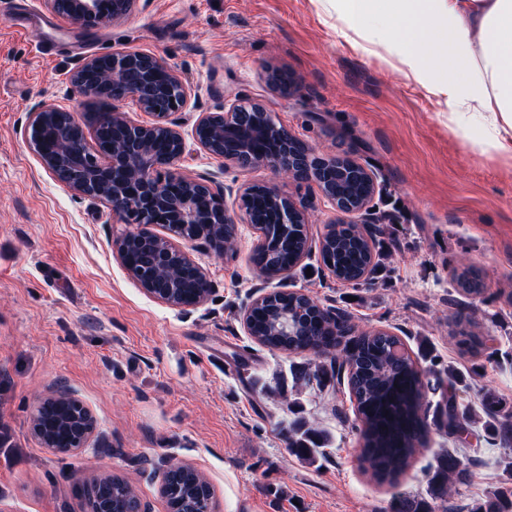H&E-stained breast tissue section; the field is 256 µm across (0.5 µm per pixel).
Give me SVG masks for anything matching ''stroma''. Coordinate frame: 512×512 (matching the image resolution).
I'll list each match as a JSON object with an SVG mask.
<instances>
[{
	"instance_id": "35a3bbf8",
	"label": "stroma",
	"mask_w": 512,
	"mask_h": 512,
	"mask_svg": "<svg viewBox=\"0 0 512 512\" xmlns=\"http://www.w3.org/2000/svg\"><path fill=\"white\" fill-rule=\"evenodd\" d=\"M56 28L58 51H36L35 33L0 10V512H80L81 489L112 473L137 488L149 512H167L152 463L176 457L204 474L214 512H391L401 497H426V472L448 447L438 385L460 378L458 397L475 424L458 455L471 477L453 497L472 512L494 491H512L505 451L480 396L512 409V158L456 133L448 110L380 56L358 49L324 0H134L97 28L27 0ZM140 50L159 56L191 91L173 116L185 139L184 173L223 190L227 206L250 183L278 188L312 216V251L290 276L265 278L251 261L257 232L237 224V248L219 257L186 244L211 283L207 300L181 310L146 295L113 243L124 224L105 201L58 184L29 147L33 112L57 104L85 134L112 100L90 103L71 85L83 59ZM287 71L280 94L263 79ZM263 103L298 139L348 152L379 190L366 222L387 253L367 284L336 280L318 247L335 212L315 184L284 181L268 166L242 171L200 151L193 126L237 98ZM476 268L479 297L454 276ZM274 290L312 294L345 312L355 331L399 336L429 370L428 442L397 482L378 483L358 464L354 402L346 384L294 385L300 356L254 341L243 314ZM464 309L483 353H463L452 317ZM61 390L94 415L88 448L62 454L30 431L36 401ZM317 428L324 453L308 462L288 447V427Z\"/></svg>"
}]
</instances>
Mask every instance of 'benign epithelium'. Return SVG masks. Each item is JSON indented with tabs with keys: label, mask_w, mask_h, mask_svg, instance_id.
Instances as JSON below:
<instances>
[{
	"label": "benign epithelium",
	"mask_w": 512,
	"mask_h": 512,
	"mask_svg": "<svg viewBox=\"0 0 512 512\" xmlns=\"http://www.w3.org/2000/svg\"><path fill=\"white\" fill-rule=\"evenodd\" d=\"M50 8L86 27H98L125 16L133 0H48ZM87 99L130 98L151 116L134 123L118 108L103 113L98 124L109 125L108 137L93 135V144L58 149L43 135L64 141L62 122L74 116L58 105L33 113L27 136L44 168L63 187L99 198L133 229L114 241L127 274L145 294L180 309L195 308L209 296L211 285L200 265L181 242L201 240L224 254V226L235 223L224 194L200 177L179 171L187 149L182 132L169 117L182 111L189 89L175 71L154 54L128 51L92 56L71 77ZM193 138L205 154L241 170L273 168L283 179L313 182L331 202L339 219L362 216L377 192L375 174L351 155L318 153L278 124L256 101L239 100L220 112L201 113ZM245 224H279L280 236L259 245L276 256L290 224L309 223L306 208L275 187L252 183L238 194ZM160 226L167 231L155 232Z\"/></svg>",
	"instance_id": "benign-epithelium-1"
}]
</instances>
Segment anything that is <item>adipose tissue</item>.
Here are the masks:
<instances>
[{"label":"adipose tissue","mask_w":512,"mask_h":512,"mask_svg":"<svg viewBox=\"0 0 512 512\" xmlns=\"http://www.w3.org/2000/svg\"><path fill=\"white\" fill-rule=\"evenodd\" d=\"M363 41L442 100L461 133L512 157V0H328Z\"/></svg>","instance_id":"1"}]
</instances>
